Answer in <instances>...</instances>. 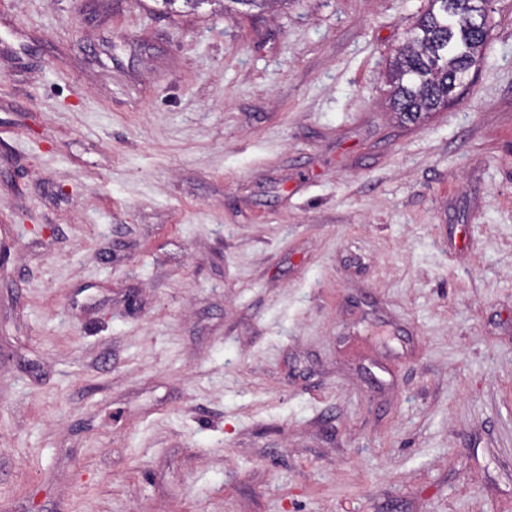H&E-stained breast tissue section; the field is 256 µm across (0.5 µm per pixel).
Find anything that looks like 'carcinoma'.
I'll use <instances>...</instances> for the list:
<instances>
[{"instance_id":"1","label":"carcinoma","mask_w":512,"mask_h":512,"mask_svg":"<svg viewBox=\"0 0 512 512\" xmlns=\"http://www.w3.org/2000/svg\"><path fill=\"white\" fill-rule=\"evenodd\" d=\"M476 0H429L389 64L391 104L417 117L445 107L457 75L485 43Z\"/></svg>"}]
</instances>
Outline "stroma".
I'll return each instance as SVG.
<instances>
[{
  "instance_id": "35a3bbf8",
  "label": "stroma",
  "mask_w": 512,
  "mask_h": 512,
  "mask_svg": "<svg viewBox=\"0 0 512 512\" xmlns=\"http://www.w3.org/2000/svg\"><path fill=\"white\" fill-rule=\"evenodd\" d=\"M0 0V512H512V0ZM478 2L480 10L476 0L429 1L389 64L395 112L414 118L423 112H436L445 107L447 99L450 103L467 88L477 60L455 83L456 77L480 56L490 29L493 1Z\"/></svg>"
}]
</instances>
